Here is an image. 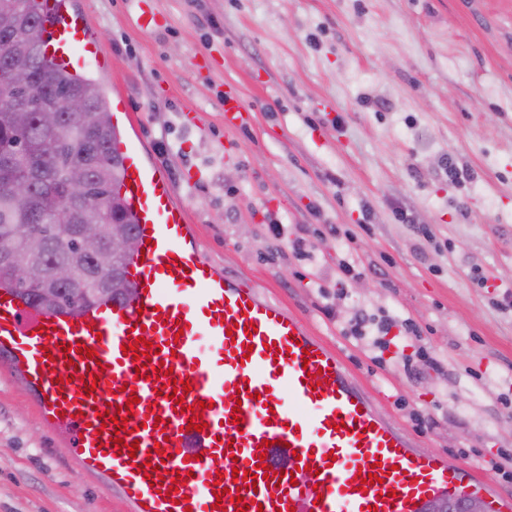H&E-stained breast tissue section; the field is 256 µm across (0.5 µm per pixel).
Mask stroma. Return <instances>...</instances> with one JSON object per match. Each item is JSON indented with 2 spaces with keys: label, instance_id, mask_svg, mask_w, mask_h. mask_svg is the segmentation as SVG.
Instances as JSON below:
<instances>
[{
  "label": "stroma",
  "instance_id": "obj_1",
  "mask_svg": "<svg viewBox=\"0 0 512 512\" xmlns=\"http://www.w3.org/2000/svg\"><path fill=\"white\" fill-rule=\"evenodd\" d=\"M66 3L201 258L303 317L414 447L512 495L485 465L512 458V0ZM228 91L250 109L234 130ZM345 261L363 275L337 282ZM358 313L396 319L384 347L351 336ZM0 512H132L2 362Z\"/></svg>",
  "mask_w": 512,
  "mask_h": 512
}]
</instances>
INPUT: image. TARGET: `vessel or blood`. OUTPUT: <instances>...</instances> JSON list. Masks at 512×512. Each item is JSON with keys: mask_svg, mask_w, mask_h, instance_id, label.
Listing matches in <instances>:
<instances>
[{"mask_svg": "<svg viewBox=\"0 0 512 512\" xmlns=\"http://www.w3.org/2000/svg\"><path fill=\"white\" fill-rule=\"evenodd\" d=\"M42 11L59 69L97 61L84 19L60 0ZM117 148L139 239L125 297L64 314L0 288V358L107 491L132 512H424L467 486L512 512L477 472L413 448L301 317L202 260L171 182L125 140ZM139 338L152 356L131 351ZM178 381L191 386L180 400ZM236 469L249 478L234 481Z\"/></svg>", "mask_w": 512, "mask_h": 512, "instance_id": "obj_1", "label": "vessel or blood"}]
</instances>
